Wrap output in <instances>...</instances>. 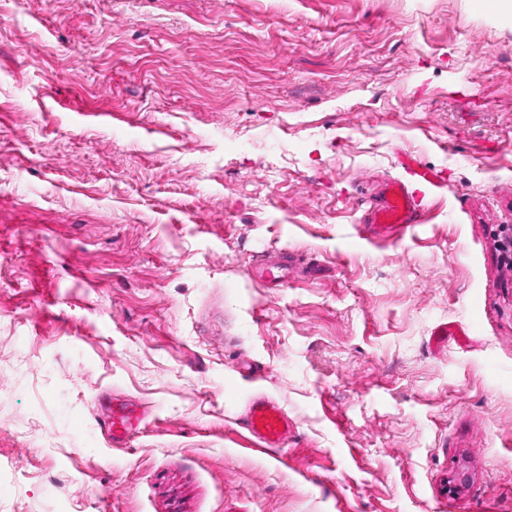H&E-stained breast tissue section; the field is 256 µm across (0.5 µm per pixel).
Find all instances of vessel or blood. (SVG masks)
Returning <instances> with one entry per match:
<instances>
[{"label":"vessel or blood","mask_w":512,"mask_h":512,"mask_svg":"<svg viewBox=\"0 0 512 512\" xmlns=\"http://www.w3.org/2000/svg\"><path fill=\"white\" fill-rule=\"evenodd\" d=\"M423 197L401 180L385 182L365 209L361 222L375 237L398 238L414 224L424 221ZM293 262L281 258H266L262 273L272 282L283 284L293 270ZM140 414L123 403L112 405V441L121 443L135 429ZM242 426L254 438L257 447L279 448L294 427L292 419L274 399L263 395L251 396L245 406Z\"/></svg>","instance_id":"obj_1"}]
</instances>
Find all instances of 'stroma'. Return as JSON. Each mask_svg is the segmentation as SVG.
<instances>
[{
    "mask_svg": "<svg viewBox=\"0 0 512 512\" xmlns=\"http://www.w3.org/2000/svg\"><path fill=\"white\" fill-rule=\"evenodd\" d=\"M511 225L480 0H0V512H512ZM423 196L401 180L385 182L364 210L361 223L374 237L396 239L424 222ZM262 273L270 282L284 284L288 282V274L293 270L295 265L294 259L283 258H266L263 260ZM242 427L255 439L257 447L281 448L294 423L277 401L253 395L246 403ZM141 419L132 406L112 401V441L113 443H121L128 434L135 429Z\"/></svg>",
    "mask_w": 512,
    "mask_h": 512,
    "instance_id": "35a3bbf8",
    "label": "stroma"
}]
</instances>
